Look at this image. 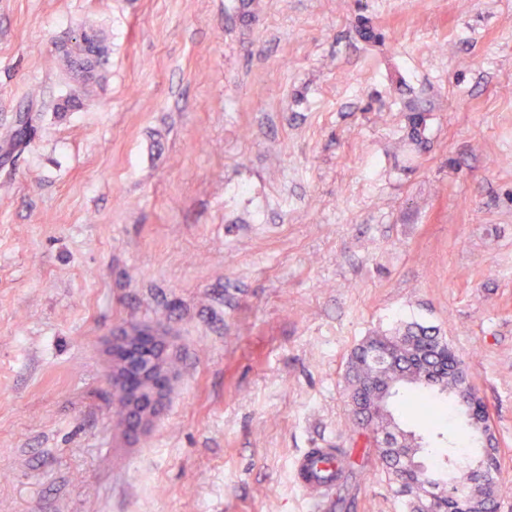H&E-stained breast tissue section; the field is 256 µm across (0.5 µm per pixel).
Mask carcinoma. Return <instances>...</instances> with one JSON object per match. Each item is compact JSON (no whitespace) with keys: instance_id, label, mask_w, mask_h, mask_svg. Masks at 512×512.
Wrapping results in <instances>:
<instances>
[{"instance_id":"obj_1","label":"carcinoma","mask_w":512,"mask_h":512,"mask_svg":"<svg viewBox=\"0 0 512 512\" xmlns=\"http://www.w3.org/2000/svg\"><path fill=\"white\" fill-rule=\"evenodd\" d=\"M80 31L93 38L94 55L87 62V74L78 78V91L63 100L61 110L77 106L99 84L102 50L98 30L85 22ZM408 122L410 140L422 144L425 113H411ZM31 131L32 119L19 117L8 149L20 148ZM464 371L462 352L436 328L416 321L365 337L350 356L345 379L358 424L373 433L386 428L400 432L382 441L376 454L389 480L406 497L405 512H424L420 491L427 483L440 491L435 512H448L454 507V492H465L475 484L479 485V494L472 499V508L497 512L504 490L499 479L500 463L496 458L490 464L485 461L484 443L462 404L459 373ZM400 394L406 414L428 420L443 409L452 412L448 450L435 455L423 437L400 426L392 408L393 398Z\"/></svg>"}]
</instances>
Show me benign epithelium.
Returning a JSON list of instances; mask_svg holds the SVG:
<instances>
[{
	"instance_id": "1",
	"label": "benign epithelium",
	"mask_w": 512,
	"mask_h": 512,
	"mask_svg": "<svg viewBox=\"0 0 512 512\" xmlns=\"http://www.w3.org/2000/svg\"><path fill=\"white\" fill-rule=\"evenodd\" d=\"M107 354L124 432L140 433L157 420L176 374L169 345L154 330L130 323L113 332Z\"/></svg>"
}]
</instances>
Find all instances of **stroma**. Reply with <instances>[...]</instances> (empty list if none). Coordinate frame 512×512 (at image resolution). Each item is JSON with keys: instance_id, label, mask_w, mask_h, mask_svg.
<instances>
[{"instance_id": "1", "label": "stroma", "mask_w": 512, "mask_h": 512, "mask_svg": "<svg viewBox=\"0 0 512 512\" xmlns=\"http://www.w3.org/2000/svg\"><path fill=\"white\" fill-rule=\"evenodd\" d=\"M0 0V512H402L345 371L397 320L463 352L512 486V0ZM377 36L365 38L356 18ZM93 19L95 97L58 45ZM427 115L425 143L405 115ZM177 377L127 437L106 347ZM326 450L327 448H310L300 457L295 467L297 482L308 494L310 502L316 508L321 506V503L325 501L324 496L334 487L312 478L308 473V464L314 456Z\"/></svg>"}]
</instances>
